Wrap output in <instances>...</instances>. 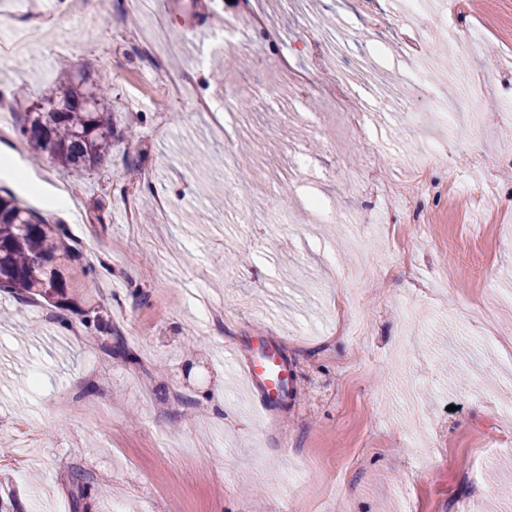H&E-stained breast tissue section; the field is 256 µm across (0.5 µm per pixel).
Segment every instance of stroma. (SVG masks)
<instances>
[{
  "label": "stroma",
  "instance_id": "1",
  "mask_svg": "<svg viewBox=\"0 0 512 512\" xmlns=\"http://www.w3.org/2000/svg\"><path fill=\"white\" fill-rule=\"evenodd\" d=\"M283 45L220 22L244 0H0V104L24 112L62 74L110 78L114 145L63 174L60 224L97 275L77 308L0 290V500L15 512H512V0H259ZM427 49L420 63L393 18ZM191 73L163 92L139 33ZM456 30L476 47L459 55ZM350 58L347 107L366 137L306 91L264 107L283 53ZM498 91L447 111L460 72ZM227 103L216 128L194 101ZM0 189L55 173L17 136ZM248 157L243 185L225 158ZM402 189L391 202L383 186ZM152 223L128 225L125 201ZM166 213H158V201ZM208 297L229 316L206 320ZM274 339L294 391L260 411L243 363ZM180 391L179 403L168 404ZM158 72L164 84V95L163 98L156 101V109L165 112L167 104L182 98L187 89L189 78L186 73H167L161 69Z\"/></svg>",
  "mask_w": 512,
  "mask_h": 512
}]
</instances>
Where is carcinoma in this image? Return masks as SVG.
I'll use <instances>...</instances> for the list:
<instances>
[{"mask_svg": "<svg viewBox=\"0 0 512 512\" xmlns=\"http://www.w3.org/2000/svg\"><path fill=\"white\" fill-rule=\"evenodd\" d=\"M108 90L102 83L84 88L62 81L21 116L19 133L34 155L48 156L63 174L94 169L112 149ZM78 257L60 225L46 223L11 195H0V288L69 308L83 284L65 261Z\"/></svg>", "mask_w": 512, "mask_h": 512, "instance_id": "carcinoma-1", "label": "carcinoma"}]
</instances>
